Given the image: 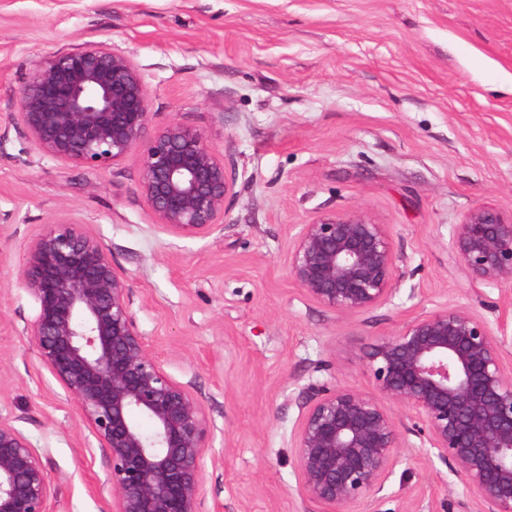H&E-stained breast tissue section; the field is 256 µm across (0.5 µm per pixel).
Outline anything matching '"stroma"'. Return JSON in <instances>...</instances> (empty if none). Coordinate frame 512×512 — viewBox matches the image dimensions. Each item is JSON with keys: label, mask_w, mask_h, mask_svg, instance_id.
I'll return each instance as SVG.
<instances>
[{"label": "stroma", "mask_w": 512, "mask_h": 512, "mask_svg": "<svg viewBox=\"0 0 512 512\" xmlns=\"http://www.w3.org/2000/svg\"><path fill=\"white\" fill-rule=\"evenodd\" d=\"M99 42L130 57L153 125L202 129L236 179L224 224L160 232L139 156L107 168L44 157L14 120L46 56ZM477 206L512 213V0H0V415L58 488L57 512H110L109 461L27 329L15 271L67 217L130 277L151 351L201 400L210 426L206 512H313L291 432L309 385L372 391L370 344L410 317L463 304L490 324L512 288L469 279L448 246ZM363 214L388 225L400 292L337 314L287 272L294 227ZM405 429L384 490L352 512H470L451 461Z\"/></svg>", "instance_id": "35a3bbf8"}]
</instances>
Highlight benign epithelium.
I'll use <instances>...</instances> for the list:
<instances>
[{"label": "benign epithelium", "mask_w": 512, "mask_h": 512, "mask_svg": "<svg viewBox=\"0 0 512 512\" xmlns=\"http://www.w3.org/2000/svg\"><path fill=\"white\" fill-rule=\"evenodd\" d=\"M15 119L42 155L62 165L106 168L138 152L139 191L164 233L210 235L234 202L224 153L176 118L151 128L142 74L103 43L39 61L19 89ZM449 247L471 278L512 288V215L469 210L453 225ZM25 251L16 282L38 305L28 334L106 451L102 490L112 512H203L205 409L149 350L129 277L100 240L69 220L45 225ZM396 261L389 225L334 215L296 225L288 275L320 306L358 313L400 292ZM507 326L506 313L494 328L465 305L442 306L370 346L373 392L307 388L291 439L300 496L316 512H342L381 492L398 462L400 407L411 431L453 462L473 512H512ZM56 502L41 456L0 417V512H56Z\"/></svg>", "instance_id": "obj_1"}]
</instances>
